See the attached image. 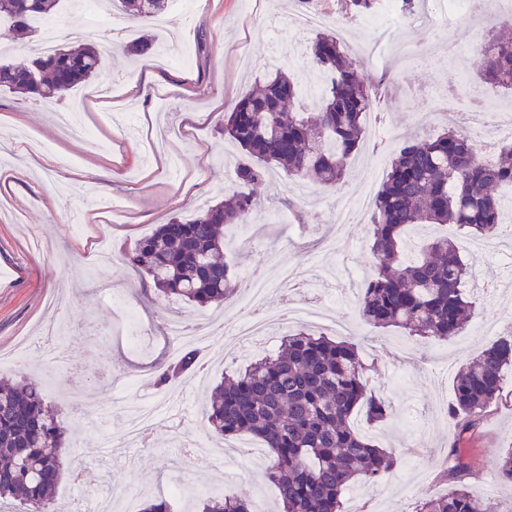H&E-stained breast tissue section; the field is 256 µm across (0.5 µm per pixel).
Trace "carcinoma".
Returning a JSON list of instances; mask_svg holds the SVG:
<instances>
[{"mask_svg":"<svg viewBox=\"0 0 512 512\" xmlns=\"http://www.w3.org/2000/svg\"><path fill=\"white\" fill-rule=\"evenodd\" d=\"M59 4L0 0V21L19 35L31 33V22L53 17ZM112 7L148 21L165 11L166 0H112ZM342 48L336 34L321 32L310 47L306 66L325 78L316 116L306 115L297 74L278 66L224 113V138L241 149L238 189L189 218L176 216L159 226L129 257L159 292L200 306L224 303L237 287L235 270L221 259L224 225L253 217V190L271 169L324 189L339 188L363 143V117L375 100ZM101 68L97 47L58 45L26 65L0 63V90L52 101L95 78ZM474 69L484 83L511 91L512 38L487 42ZM504 187L512 188L509 146L488 162L469 135L452 129L406 141L390 160L374 200L370 249L377 263L360 287L363 319L423 338L458 335L473 309L466 291L470 268L460 245L437 236L408 259L406 232L419 224H451L464 235L490 236L499 225ZM197 363L196 349H181L173 364L156 371L157 386L174 373L193 371ZM511 368L512 337L495 341L458 371L451 405L457 436L475 431ZM366 373L354 342L298 328L283 336L277 353L224 378L206 402L205 420L224 440L249 435L263 442L269 456L265 475L278 489L281 512H341L348 486L375 483L395 464L392 454L350 425L357 411L369 424L389 414L385 400L369 391ZM67 432L40 385L0 378V503L17 504L19 512H58L53 494L62 479L59 449ZM495 470L512 482L511 447L498 457ZM202 512L253 508L246 496L214 497L203 502ZM415 512L499 510L461 485L443 497L421 498Z\"/></svg>","mask_w":512,"mask_h":512,"instance_id":"cac0c4a2","label":"carcinoma"}]
</instances>
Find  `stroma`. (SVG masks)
<instances>
[{"label":"stroma","mask_w":512,"mask_h":512,"mask_svg":"<svg viewBox=\"0 0 512 512\" xmlns=\"http://www.w3.org/2000/svg\"><path fill=\"white\" fill-rule=\"evenodd\" d=\"M296 8L295 0H191L189 10L166 25L136 22L113 10L106 17L123 35L108 41L102 25L62 0L55 19L64 32L80 27L84 41L103 51L99 75L50 103L0 92V164L26 170L0 180V376L40 381L46 401L73 429L62 451L57 503L71 508L89 499L91 488L76 480L77 472L88 470L102 485L136 490L119 512H141L147 499L168 496L170 480L179 478L194 491L173 502L174 512H198L209 488L249 495L256 512L277 510L276 488L257 477L263 462L250 453L252 437L236 438L220 456L204 452L217 439L205 426L203 405L222 377L274 352L282 335L295 329L282 290L268 297L269 310L279 318L269 335L231 353L216 342L200 343L197 369L160 391L153 372L179 348L165 323L184 318L218 330L239 312L228 302L201 307L164 297L123 255L157 225L190 216L233 189L238 149L225 141L221 120L263 77L265 58L292 64L281 47L294 38L289 20ZM490 28L486 17L474 23L458 18L449 25L423 20L398 32L397 40L437 49L404 73L387 51L383 31L349 24L352 57L364 82L382 91L407 77L412 90L388 108L392 138L379 149L365 138L340 191L356 192L366 177L379 189L390 158L408 138L445 128L442 120L428 129L419 124L431 99L454 78L440 48L451 43L466 50L483 42ZM142 34L161 45H188L190 64H172L163 52L125 57L127 41ZM75 97L80 126L61 131L55 115ZM297 188L296 179L275 172L257 191L253 243L236 241V226L226 227L231 247L224 259L242 274L274 254L275 267L264 271L270 278L307 264L315 278L294 301L319 298L329 316L347 317L358 306L359 267L375 263L370 225H344V241L357 248L349 260L321 251L317 243L330 231L327 219L337 193L314 186L309 203L298 205ZM499 232L485 251L462 249L476 278L472 323L460 335L425 341L396 327L364 321L357 326L352 340L369 368L370 387L389 402L391 414L373 426L357 414L353 423L394 449L396 465L384 475L383 491L362 482L344 491L342 512H411L419 491L447 495L457 485L448 456L454 445L472 466L470 491L497 503L500 512H512V486L485 482L502 450L512 446V372L477 431L457 436L448 417L458 369L498 338L495 330L477 332V323L512 325V287L500 285L498 255L512 243V206L502 208ZM56 325L69 329L54 338L66 360L60 368L48 364L40 347ZM402 348L412 352L416 365H402ZM159 391L167 399L164 414L152 423L146 442L129 443L126 403L152 400Z\"/></svg>","instance_id":"35a3bbf8"}]
</instances>
